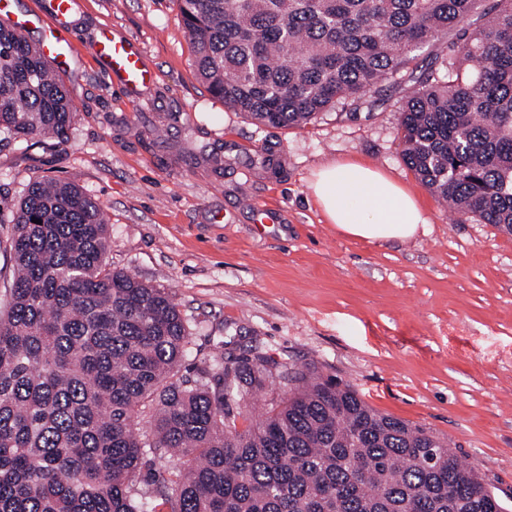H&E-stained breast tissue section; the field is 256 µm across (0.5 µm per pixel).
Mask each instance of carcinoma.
Wrapping results in <instances>:
<instances>
[{
	"label": "carcinoma",
	"mask_w": 512,
	"mask_h": 512,
	"mask_svg": "<svg viewBox=\"0 0 512 512\" xmlns=\"http://www.w3.org/2000/svg\"><path fill=\"white\" fill-rule=\"evenodd\" d=\"M178 6L199 79L260 125L414 83L405 164L452 213L512 233V0ZM75 119L38 46L0 23V135L63 141ZM108 248L82 188L28 185L0 313V512H505L447 441L310 366L253 346L178 378L187 321L166 289L109 268ZM261 392L269 410L239 427Z\"/></svg>",
	"instance_id": "cac0c4a2"
}]
</instances>
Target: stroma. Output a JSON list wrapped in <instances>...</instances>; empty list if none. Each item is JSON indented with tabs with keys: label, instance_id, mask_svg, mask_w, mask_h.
Returning a JSON list of instances; mask_svg holds the SVG:
<instances>
[{
	"label": "stroma",
	"instance_id": "1",
	"mask_svg": "<svg viewBox=\"0 0 512 512\" xmlns=\"http://www.w3.org/2000/svg\"><path fill=\"white\" fill-rule=\"evenodd\" d=\"M0 22L24 23L39 42L46 0H6ZM70 26L73 48L55 67L77 111L67 142L0 141V301L10 221L29 183H75L104 213L110 267L168 289L188 320L182 377L257 343L315 365L380 413L447 440L512 510V235L453 215L407 168L400 117L411 86L267 127L209 94L175 0H79ZM105 31L141 48L156 83L133 92L112 79L91 51ZM348 160L411 190L425 229L369 243L327 224L309 182ZM265 206L274 227L259 224Z\"/></svg>",
	"mask_w": 512,
	"mask_h": 512
}]
</instances>
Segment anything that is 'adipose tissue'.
<instances>
[{
  "label": "adipose tissue",
  "instance_id": "obj_1",
  "mask_svg": "<svg viewBox=\"0 0 512 512\" xmlns=\"http://www.w3.org/2000/svg\"><path fill=\"white\" fill-rule=\"evenodd\" d=\"M310 189L328 223L358 239L406 241L427 223L409 191L362 163L323 165L314 172Z\"/></svg>",
  "mask_w": 512,
  "mask_h": 512
}]
</instances>
